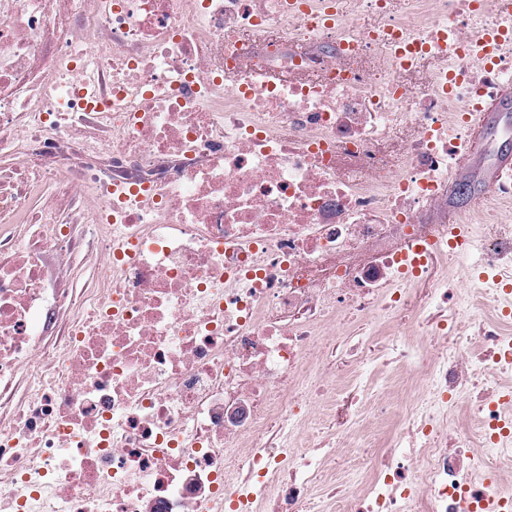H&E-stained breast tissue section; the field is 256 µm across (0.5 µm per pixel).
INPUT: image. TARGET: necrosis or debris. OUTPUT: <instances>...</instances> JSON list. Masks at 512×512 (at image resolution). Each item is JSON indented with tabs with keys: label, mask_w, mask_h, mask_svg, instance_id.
<instances>
[{
	"label": "necrosis or debris",
	"mask_w": 512,
	"mask_h": 512,
	"mask_svg": "<svg viewBox=\"0 0 512 512\" xmlns=\"http://www.w3.org/2000/svg\"><path fill=\"white\" fill-rule=\"evenodd\" d=\"M354 2L0 0V512H512L500 19ZM506 111L510 113V122L512 124V81L502 86L499 92L485 104L484 112H481L479 120L469 128L468 134L474 144V150L478 148L480 138L486 130L487 119L490 112ZM504 139L510 140L511 139V148H506V150L511 151L512 153V128L511 125L508 124L505 126L504 130ZM508 151L499 153L496 157L495 165L490 172L488 182L483 190V195L487 196L491 192H493L496 189V183L497 178L499 176V173L503 170H512V154ZM503 142L504 140H500L495 133H492L490 137V150L488 151V153L484 156L477 158L470 170L455 174V177L452 180L455 185L457 180L461 181L463 178H468L471 180L475 188L474 191L472 189L471 193L472 187L470 182L464 180L458 186H468L469 194L471 193V195L464 202H458L455 195L448 200V208L456 209L458 211L457 213H461V219L468 217V224H497L492 223L489 220V214L492 211H505L511 209L512 212V202H501L495 194L482 199L478 203L473 202V197L476 194L480 193L484 186L485 181H482L481 178L491 162L493 150H503V148H501Z\"/></svg>",
	"instance_id": "4bbe7bcc"
}]
</instances>
